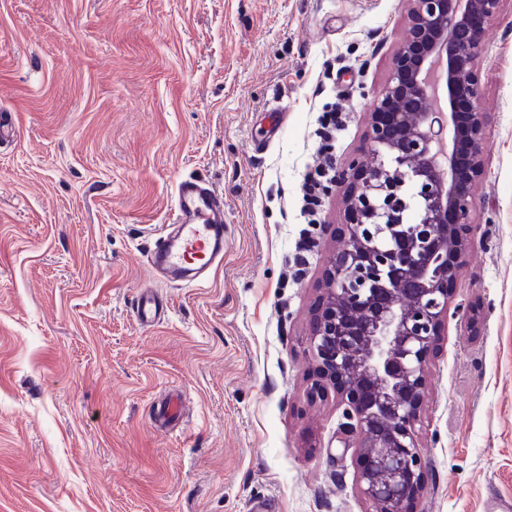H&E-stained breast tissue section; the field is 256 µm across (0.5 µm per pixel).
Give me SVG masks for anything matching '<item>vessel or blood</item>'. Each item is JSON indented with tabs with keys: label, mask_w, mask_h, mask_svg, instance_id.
<instances>
[{
	"label": "vessel or blood",
	"mask_w": 512,
	"mask_h": 512,
	"mask_svg": "<svg viewBox=\"0 0 512 512\" xmlns=\"http://www.w3.org/2000/svg\"><path fill=\"white\" fill-rule=\"evenodd\" d=\"M224 259V196L200 179H185L176 188V203L170 224L147 256V262L162 280L180 285L204 283ZM140 324L159 323L164 307L154 294H142L136 302Z\"/></svg>",
	"instance_id": "obj_1"
}]
</instances>
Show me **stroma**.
<instances>
[{"label": "stroma", "mask_w": 512, "mask_h": 512, "mask_svg": "<svg viewBox=\"0 0 512 512\" xmlns=\"http://www.w3.org/2000/svg\"><path fill=\"white\" fill-rule=\"evenodd\" d=\"M406 28L404 0H0V512H372L304 353L347 201L331 186L308 228L297 190L324 110L345 118L335 168L360 158ZM477 72L484 170L412 512L512 500V0ZM189 177L223 194L226 245L177 286L147 253ZM172 390L186 416L157 429ZM136 313L143 327H153L164 317V307L154 294L144 293L136 302Z\"/></svg>", "instance_id": "stroma-1"}]
</instances>
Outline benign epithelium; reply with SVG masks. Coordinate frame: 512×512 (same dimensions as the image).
I'll use <instances>...</instances> for the list:
<instances>
[{
	"mask_svg": "<svg viewBox=\"0 0 512 512\" xmlns=\"http://www.w3.org/2000/svg\"><path fill=\"white\" fill-rule=\"evenodd\" d=\"M362 154L336 175L348 245L330 259L306 354L355 420L358 481L375 512H407L426 486L418 444L428 364L473 223L485 112L474 68L502 0H406ZM470 122L460 125V105Z\"/></svg>",
	"mask_w": 512,
	"mask_h": 512,
	"instance_id": "1",
	"label": "benign epithelium"
}]
</instances>
